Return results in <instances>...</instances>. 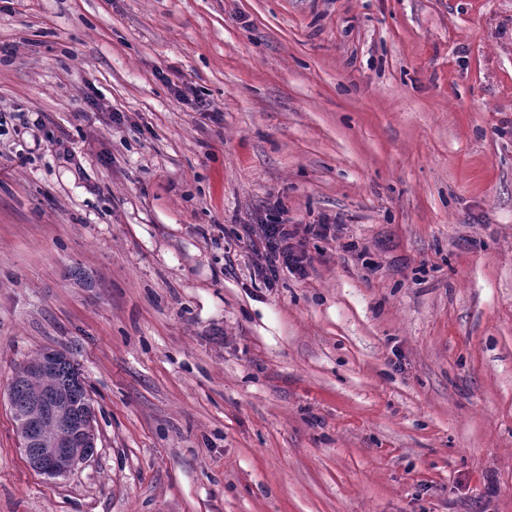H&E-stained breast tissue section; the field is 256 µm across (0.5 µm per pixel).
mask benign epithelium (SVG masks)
Instances as JSON below:
<instances>
[{
  "label": "benign epithelium",
  "instance_id": "benign-epithelium-1",
  "mask_svg": "<svg viewBox=\"0 0 512 512\" xmlns=\"http://www.w3.org/2000/svg\"><path fill=\"white\" fill-rule=\"evenodd\" d=\"M65 358L61 349H47L37 359L23 365L24 373L38 383L57 372ZM84 388L77 379L68 389L55 387L41 393L36 405L18 429L20 447L30 466L44 475L65 476L91 456L96 448L97 434L93 411L75 401L74 393ZM51 416L58 420L59 428L51 435L32 431L33 421Z\"/></svg>",
  "mask_w": 512,
  "mask_h": 512
}]
</instances>
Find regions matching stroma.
I'll use <instances>...</instances> for the list:
<instances>
[{"label":"stroma","instance_id":"1","mask_svg":"<svg viewBox=\"0 0 512 512\" xmlns=\"http://www.w3.org/2000/svg\"><path fill=\"white\" fill-rule=\"evenodd\" d=\"M0 109V512H512V0H0ZM275 204L365 258L252 280ZM66 353L61 349H46L37 359L23 365L24 373L34 383L42 381L57 372L59 363L65 358ZM78 365L67 355L66 360L58 369V372L48 379V382L63 386L79 371ZM36 388L18 374L14 378L9 397L16 429L36 398ZM83 388V380L79 378L68 389L55 387L43 391L22 421L18 429L20 447L35 471L44 475H68L96 448L97 434L89 396L87 399L92 409L84 402L72 403L76 400L74 393ZM47 416L58 420V430L51 435L34 433L31 427L33 421ZM31 448L38 449L32 451Z\"/></svg>","mask_w":512,"mask_h":512}]
</instances>
